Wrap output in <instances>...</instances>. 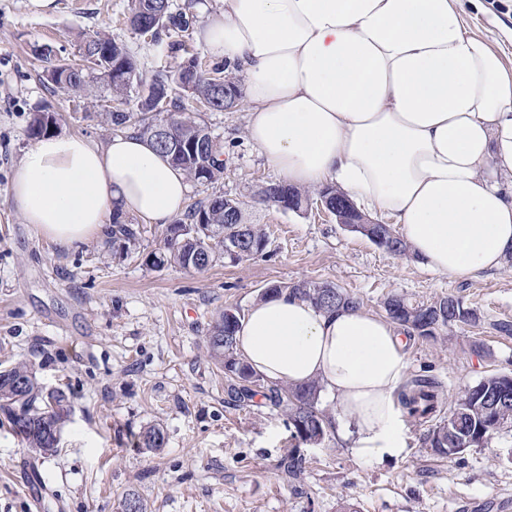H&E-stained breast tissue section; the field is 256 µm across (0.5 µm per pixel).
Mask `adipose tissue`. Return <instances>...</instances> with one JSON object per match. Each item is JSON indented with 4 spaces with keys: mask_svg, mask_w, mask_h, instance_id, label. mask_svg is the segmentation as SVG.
Segmentation results:
<instances>
[{
    "mask_svg": "<svg viewBox=\"0 0 512 512\" xmlns=\"http://www.w3.org/2000/svg\"><path fill=\"white\" fill-rule=\"evenodd\" d=\"M203 38L244 83L246 135L288 184L330 183L398 224L410 255L451 279L512 253V67L468 31L459 0H223ZM185 175L148 141L47 136L12 173L24 223L70 247L114 211L168 224ZM407 329L360 308L328 313L283 293L258 301L236 348L271 384L317 383L358 456L403 447L394 394Z\"/></svg>",
    "mask_w": 512,
    "mask_h": 512,
    "instance_id": "adipose-tissue-1",
    "label": "adipose tissue"
}]
</instances>
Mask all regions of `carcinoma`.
Here are the masks:
<instances>
[{
	"instance_id": "cac0c4a2",
	"label": "carcinoma",
	"mask_w": 512,
	"mask_h": 512,
	"mask_svg": "<svg viewBox=\"0 0 512 512\" xmlns=\"http://www.w3.org/2000/svg\"><path fill=\"white\" fill-rule=\"evenodd\" d=\"M193 4L187 2L172 11L170 0H130L128 22L141 36L149 37L143 52L131 53L112 39L96 35L77 44L75 56L86 61H100L96 67L74 68L70 59L59 58L48 68L46 80L58 88L86 93L102 80L112 94V111L105 119L112 129L120 133H133L149 140L157 151L166 156L171 164L181 169L187 178L199 184H215L224 176V151L212 136L203 112H222L238 106L240 89L235 78L221 69L210 76L201 70L199 57L185 44L171 41L170 53L183 54L176 69L156 71L151 78L143 77L142 69L151 59L153 46L160 44L165 30L186 29L187 12ZM189 93L196 101V111L189 112L182 99L172 96L173 87ZM136 94L137 112L123 108L128 97ZM172 115L168 134L158 135L157 109ZM48 112H37L29 124V136L39 139L51 133ZM281 193H272L273 185L259 190L256 196L263 203L279 209H288V200L295 208L308 209L312 197L322 195L345 206L342 193L332 186H324L309 194L286 183H280ZM141 232L125 217L112 216V250L128 253L140 246ZM268 236L258 224L246 219L244 201L214 194L205 200L187 205L183 217L165 225L160 246L147 253L145 264L153 270L167 266H179L185 270L202 272L219 258L240 263L266 254ZM286 292L300 299L309 300L327 312L344 307H358V297L326 283L302 281L273 284L263 290L258 298ZM460 300L445 297L430 303H416L406 297L392 295L383 302L388 318L409 326L418 335L434 337L439 332L467 323L466 316L455 311ZM244 319L241 311L224 310L216 320L208 345L211 356L224 369L228 392L238 402L251 400L256 388L266 385L263 397L288 416V427L295 440L307 432L323 434L335 428V421L318 408L320 389L311 383L304 386L288 384L267 385L250 366L236 354V332ZM512 382L505 375H491L478 384L464 390L460 399L474 406L487 403L494 406L493 417L482 419L473 412L453 413L452 419H440L427 440L436 453L452 457L448 451V431L471 439L472 446L483 443L491 426L497 429L512 428V398H502L504 390L511 389ZM398 400L407 415L419 423H425L439 408L436 382L430 378H416L411 385L400 391ZM68 398L63 391L44 392L32 368L25 362L0 371V410L10 419L13 432L21 437L31 451L43 456L47 449L57 447V441L41 428V424L56 422L67 415ZM163 430L150 426L142 433L143 445L159 448L164 444Z\"/></svg>"
}]
</instances>
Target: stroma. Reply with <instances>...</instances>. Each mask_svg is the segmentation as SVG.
I'll return each mask as SVG.
<instances>
[{
	"mask_svg": "<svg viewBox=\"0 0 512 512\" xmlns=\"http://www.w3.org/2000/svg\"><path fill=\"white\" fill-rule=\"evenodd\" d=\"M221 0H194L193 22L171 37L197 52L203 70L221 59L202 32ZM466 26L485 35L512 66V0H466ZM129 0H0V370L27 362L40 385L63 390L71 413L56 453L32 459L0 413V512H121L126 494L148 512H507L512 506V428L453 458L424 442L426 426L405 421L401 453L369 463L328 432L317 445L296 444L282 410L263 396L236 405L206 343L217 315L248 312L260 289L281 282H327L360 297L383 316L391 294L428 303L448 295L481 320L408 348L409 376L441 385L446 407L490 374L512 375V267L451 281L349 231L319 208L301 213L249 200L277 182L246 133L244 106L209 112L205 121L224 145V178L190 183L188 200L218 191L246 200L250 223L269 235L266 256L237 265L217 260L197 273L143 263L162 228L141 225L140 248L113 253L93 240L63 249L23 223L10 203L15 165L31 146L34 113L55 114V130L101 144L113 135L99 98L47 84L56 56L101 33L136 48L126 24ZM159 426L160 448H141L140 433ZM304 458L298 479L280 462L290 449Z\"/></svg>",
	"mask_w": 512,
	"mask_h": 512,
	"instance_id": "1",
	"label": "stroma"
}]
</instances>
